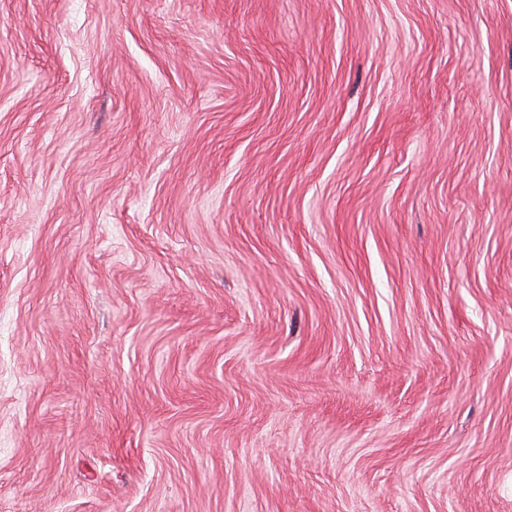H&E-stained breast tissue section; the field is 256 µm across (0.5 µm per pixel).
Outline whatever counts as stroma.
Segmentation results:
<instances>
[{
	"mask_svg": "<svg viewBox=\"0 0 512 512\" xmlns=\"http://www.w3.org/2000/svg\"><path fill=\"white\" fill-rule=\"evenodd\" d=\"M0 512H512V0H0Z\"/></svg>",
	"mask_w": 512,
	"mask_h": 512,
	"instance_id": "35a3bbf8",
	"label": "stroma"
}]
</instances>
